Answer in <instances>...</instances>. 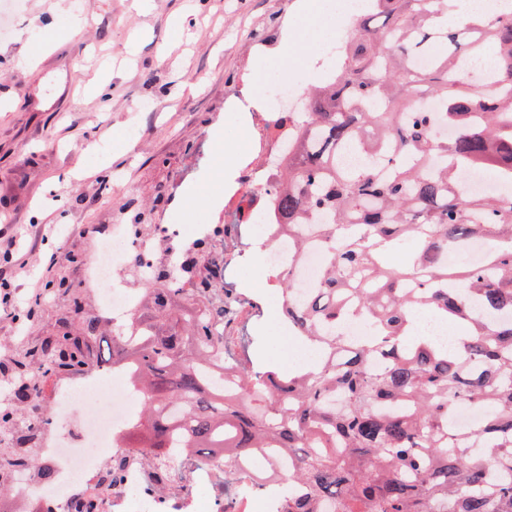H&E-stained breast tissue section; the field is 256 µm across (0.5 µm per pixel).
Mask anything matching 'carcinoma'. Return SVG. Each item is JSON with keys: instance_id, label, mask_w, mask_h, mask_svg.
Here are the masks:
<instances>
[{"instance_id": "cac0c4a2", "label": "carcinoma", "mask_w": 512, "mask_h": 512, "mask_svg": "<svg viewBox=\"0 0 512 512\" xmlns=\"http://www.w3.org/2000/svg\"><path fill=\"white\" fill-rule=\"evenodd\" d=\"M458 9L370 0L331 79L307 92L306 111L288 113L296 137L277 206L288 229L315 228L325 256L317 284L283 309L320 349L311 369L284 376L246 358L234 393L208 383L220 296L234 292L220 271L185 288L157 270L163 287L145 289L131 339L102 334L82 290L62 279L26 319L47 298L65 300L71 318L0 367L11 396L0 431L17 424L15 407H46L58 370L123 362L142 394L139 447L284 455L282 512H324L327 501L331 512H512V195L460 189L469 171L512 178V13ZM439 122L451 137L435 135ZM475 239L480 264L438 265ZM421 310L469 335L453 347L414 340ZM351 315L373 335L337 336ZM463 402L483 413L472 430L448 421ZM2 463L50 477L9 445Z\"/></svg>"}]
</instances>
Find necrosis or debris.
<instances>
[{
	"instance_id": "obj_1",
	"label": "necrosis or debris",
	"mask_w": 512,
	"mask_h": 512,
	"mask_svg": "<svg viewBox=\"0 0 512 512\" xmlns=\"http://www.w3.org/2000/svg\"><path fill=\"white\" fill-rule=\"evenodd\" d=\"M300 88L278 86L256 108L251 86L234 93L236 111L249 114L252 150L233 184L224 191V205L212 214L210 223L158 224L152 235L135 234L128 225L112 229L111 242L83 264L84 285L100 297L98 312L122 334H130L138 297L130 292L127 279L130 260L142 270L168 262L187 244L207 237L212 225L228 224L238 211L252 214L255 234L266 251L260 265H253L249 251L234 248L232 241L216 243L210 258L222 263L225 277L243 267H254L257 275L289 274L302 286L316 283L322 273L321 249L302 247L285 232L275 206L284 169L288 164V142L293 132L287 120L271 123L267 113L276 111L280 100L302 99ZM260 304L248 300L245 306H231L219 330L224 335V380L237 378L241 357L239 330L244 317L255 316ZM124 369L105 367L78 375L60 374L54 379L51 410L39 413L30 427L12 430L4 440L16 444L29 430L40 439L35 453L53 473L44 482L27 467L0 473V489L17 491L40 501L51 512H75L79 501L96 504L97 512H276L270 475L288 468L286 457L273 458L261 450L247 457L222 460L162 451V467H154L142 449L126 444V434L137 417L140 395L127 384ZM82 405V420L68 416L72 407ZM121 461L118 481L107 486L104 470Z\"/></svg>"
}]
</instances>
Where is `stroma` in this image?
Wrapping results in <instances>:
<instances>
[{
  "instance_id": "1",
  "label": "stroma",
  "mask_w": 512,
  "mask_h": 512,
  "mask_svg": "<svg viewBox=\"0 0 512 512\" xmlns=\"http://www.w3.org/2000/svg\"><path fill=\"white\" fill-rule=\"evenodd\" d=\"M328 0H27L0 33V252L15 241L26 297L37 281L77 282L73 254H91L116 224L192 223L164 193L188 157L203 197L224 169L209 144L249 155V125L229 108L242 78L318 80L308 55L326 38L278 26L315 18ZM108 74L111 93L94 88ZM93 231L82 234L83 225ZM72 233L60 238L62 226ZM258 352L281 374L297 346L276 307L258 320Z\"/></svg>"
}]
</instances>
